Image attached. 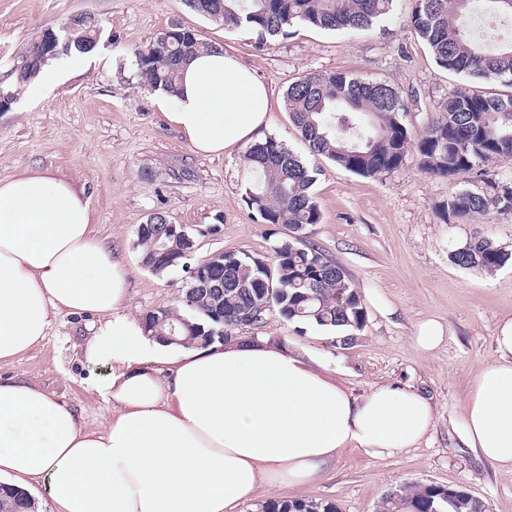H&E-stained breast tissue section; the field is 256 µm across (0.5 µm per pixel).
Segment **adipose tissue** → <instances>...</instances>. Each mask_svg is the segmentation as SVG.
Segmentation results:
<instances>
[{
	"mask_svg": "<svg viewBox=\"0 0 512 512\" xmlns=\"http://www.w3.org/2000/svg\"><path fill=\"white\" fill-rule=\"evenodd\" d=\"M157 105L200 153L233 155L270 129L267 86L221 48L191 59L176 95ZM127 307L124 257L97 238L81 191L41 171L0 181V363L38 347L58 315L95 314L83 356L104 367L91 387L112 404L89 429L63 398L0 379V484L45 489L52 512H248L312 481L343 449L393 457L433 425L417 391L376 385L353 396L266 338L176 350ZM493 342L458 431L512 474V316Z\"/></svg>",
	"mask_w": 512,
	"mask_h": 512,
	"instance_id": "1",
	"label": "adipose tissue"
}]
</instances>
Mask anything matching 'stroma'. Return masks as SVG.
<instances>
[{
	"label": "stroma",
	"mask_w": 512,
	"mask_h": 512,
	"mask_svg": "<svg viewBox=\"0 0 512 512\" xmlns=\"http://www.w3.org/2000/svg\"><path fill=\"white\" fill-rule=\"evenodd\" d=\"M414 0H394L391 13L365 29L328 31L305 24L257 49L251 31L201 16L185 0H0V90L12 88L11 69L41 30L72 15L98 20L95 53L67 57L66 73L38 97L17 90L0 112V181L26 171H47L82 189L101 239L126 257L131 315L175 305L185 275L162 276L141 266L137 228L156 212L184 225L194 237V261L213 253L271 255L288 239V227L255 219L244 201L253 174L242 153L209 156L194 151L169 125L155 93L141 80L135 52L173 27L229 51L254 69L273 93L271 134L309 158L307 144L286 105L289 84L308 73L346 71L382 80L403 96L412 132L443 115V104L468 78L439 68L409 26ZM315 160L313 192L320 223L306 227L309 241L341 265L358 289L366 323L352 344L332 331L270 314L241 336H268L359 396L375 384L411 388L427 396L435 421L417 447L374 459L345 449L315 480L278 491L285 500H328L339 512H376L384 492L411 483L461 486L485 501L488 512H512V475L478 459L460 441L459 422L477 371L494 359L498 321L512 315V263L496 272L463 269L450 252L474 234L512 251V218L489 213L467 224L443 223L437 206L457 183L424 173L416 151L379 178H366ZM433 318L445 330L430 352L415 341L418 322ZM94 317L59 316L43 343L21 360L0 365L1 377H18L64 397L88 427L110 415V403L89 388L102 370L86 364L81 346Z\"/></svg>",
	"instance_id": "obj_1"
}]
</instances>
